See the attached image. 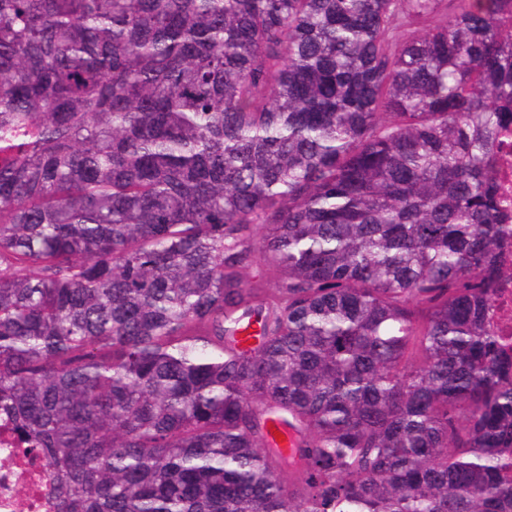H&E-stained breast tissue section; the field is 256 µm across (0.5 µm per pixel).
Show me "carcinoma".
<instances>
[{
    "instance_id": "carcinoma-1",
    "label": "carcinoma",
    "mask_w": 512,
    "mask_h": 512,
    "mask_svg": "<svg viewBox=\"0 0 512 512\" xmlns=\"http://www.w3.org/2000/svg\"><path fill=\"white\" fill-rule=\"evenodd\" d=\"M443 2L0 0V410L55 512H512V0ZM494 178L501 198V221L512 224V125L510 131L501 137ZM488 319L504 348V355L512 361V278L495 284Z\"/></svg>"
}]
</instances>
